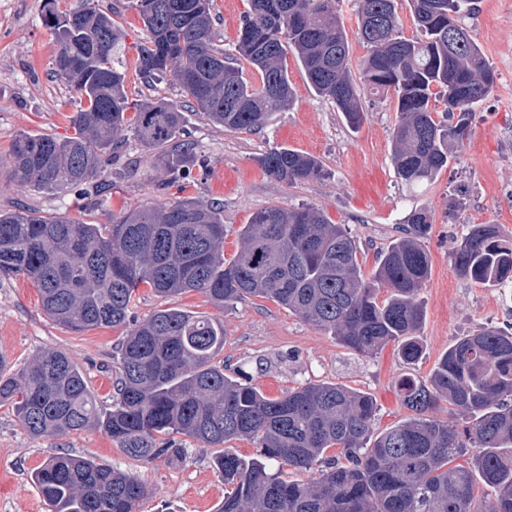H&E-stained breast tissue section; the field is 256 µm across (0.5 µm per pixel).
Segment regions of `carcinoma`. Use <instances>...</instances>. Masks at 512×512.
Masks as SVG:
<instances>
[{"label": "carcinoma", "instance_id": "cac0c4a2", "mask_svg": "<svg viewBox=\"0 0 512 512\" xmlns=\"http://www.w3.org/2000/svg\"><path fill=\"white\" fill-rule=\"evenodd\" d=\"M418 35H403L398 0H355L356 35L368 48L351 70L348 34L336 0H248L235 53L214 42L213 0H133L145 36L135 70L151 83L171 75L208 121L256 131L293 102L286 55L293 50L316 93L363 120L365 89L392 91L397 177L412 189L448 166V141L469 136V116L493 91L489 60L459 15L471 0H408ZM42 21L58 41L55 73L79 100L74 134H21L9 170L23 186L57 195H103L105 154L133 138L158 152L154 167L175 183L196 158L183 139L182 112L167 101L129 100L124 34L94 6ZM260 76L246 77L241 61ZM444 106L447 124L435 117ZM274 179L295 184L326 175L313 156L274 148L259 158ZM426 209L364 276L353 237L314 207L269 206L239 230L224 257V209L184 197L129 209L110 224L67 214L0 208V278L21 277L41 308L73 333L129 325L116 361V403L103 411L68 355L42 351L18 376L0 372V403L12 406L37 440L94 426L142 464L178 461L181 435L207 448L249 440L257 456L216 452L212 463L233 491L217 512H512V333L481 328L459 338L427 380L399 381L404 420L376 427L374 399L335 383L306 384L268 398L224 374V324L175 307L135 321V291L158 297L202 293L220 309L262 298L298 314L362 356L392 343L412 365L423 355L420 293L431 272L423 239ZM458 275L488 286L512 284V238L497 224H471L452 253ZM387 296L378 300V293ZM469 426L432 416L440 402ZM278 464L275 471L268 463ZM317 471L286 480L284 467ZM48 512H138L146 486L132 472L59 452L33 476ZM495 492L476 506L474 485Z\"/></svg>", "mask_w": 512, "mask_h": 512}]
</instances>
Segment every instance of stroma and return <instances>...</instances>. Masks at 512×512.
<instances>
[{"mask_svg":"<svg viewBox=\"0 0 512 512\" xmlns=\"http://www.w3.org/2000/svg\"><path fill=\"white\" fill-rule=\"evenodd\" d=\"M45 2L0 0V208L22 204L41 215L64 213L88 224H108L129 209L186 195L222 204L224 254L229 257L239 247L238 229L257 210L308 205L349 228L367 274L412 210L425 207L433 214L432 231L424 241L431 275L420 293L424 319L418 335L424 354L415 364H404L391 345L376 355L359 356L269 300L248 299L220 310L195 291L167 299L142 288L132 309L136 320L167 306L219 318L224 323L220 359L228 376L251 382L271 398L308 383L363 391L376 402L381 428L408 414L396 387L402 375L427 379L450 345L479 328L512 329V287L460 278L451 259L454 240L468 225L497 224L512 236V0H476L474 13L459 19L491 63L496 84L475 109L468 140L452 146L453 160L431 185L412 192L396 176L392 136L397 114L391 93L366 92L362 124L350 129L341 113L309 86L292 58L288 72L295 99L255 132L211 124L183 97L173 77L149 85L135 68H128L130 97L177 104L185 137L205 155L208 166H192L187 179L172 184L151 165L148 148L125 140L113 154L112 192L103 203L19 188L7 167L17 136L70 135V118L78 107L72 84L54 71L58 45L42 23ZM246 9L247 0H214L217 43L225 51H233ZM280 147L318 158L326 178L287 185L270 177L258 158ZM125 334L122 327L67 331L42 311L31 282L0 281V354L7 372L20 373L40 351L62 350L83 374L98 405L108 409L116 397L114 356ZM183 446L181 461L143 465L97 428L32 439L11 407L0 405V512H47L31 474L62 450L136 474L148 490L139 512H216L231 488L211 464L213 451L189 439Z\"/></svg>","mask_w":512,"mask_h":512,"instance_id":"35a3bbf8","label":"stroma"}]
</instances>
